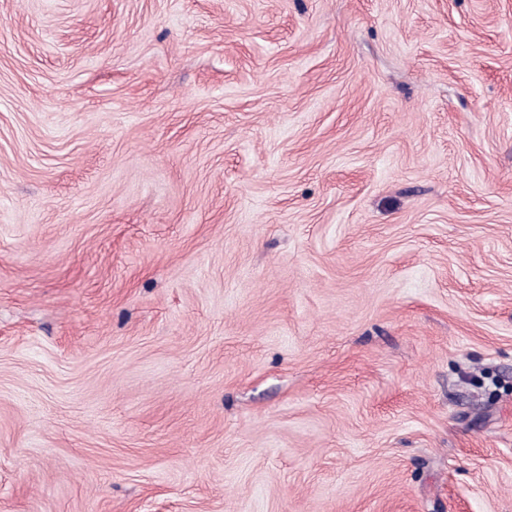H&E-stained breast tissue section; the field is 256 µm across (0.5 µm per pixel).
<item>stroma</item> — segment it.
Wrapping results in <instances>:
<instances>
[{
	"mask_svg": "<svg viewBox=\"0 0 512 512\" xmlns=\"http://www.w3.org/2000/svg\"><path fill=\"white\" fill-rule=\"evenodd\" d=\"M0 512H512V0H0Z\"/></svg>",
	"mask_w": 512,
	"mask_h": 512,
	"instance_id": "35a3bbf8",
	"label": "stroma"
}]
</instances>
